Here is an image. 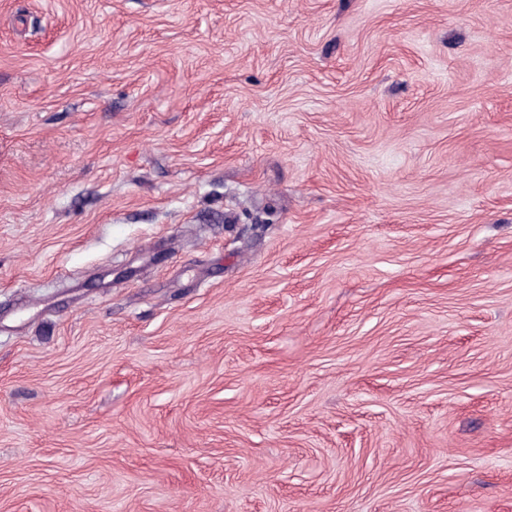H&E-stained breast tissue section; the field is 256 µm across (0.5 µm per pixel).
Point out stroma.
Instances as JSON below:
<instances>
[{"label": "stroma", "mask_w": 512, "mask_h": 512, "mask_svg": "<svg viewBox=\"0 0 512 512\" xmlns=\"http://www.w3.org/2000/svg\"><path fill=\"white\" fill-rule=\"evenodd\" d=\"M0 512H512V0H0Z\"/></svg>", "instance_id": "35a3bbf8"}]
</instances>
